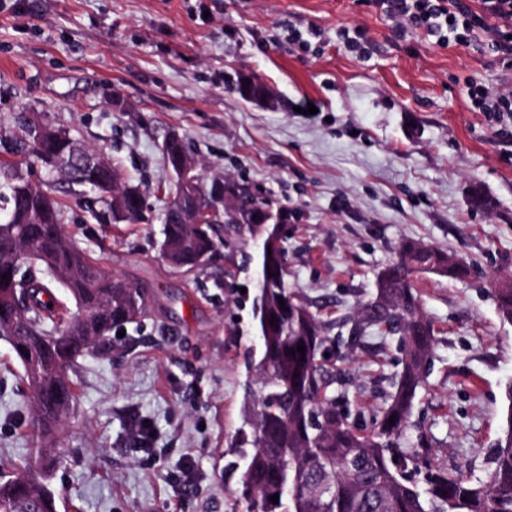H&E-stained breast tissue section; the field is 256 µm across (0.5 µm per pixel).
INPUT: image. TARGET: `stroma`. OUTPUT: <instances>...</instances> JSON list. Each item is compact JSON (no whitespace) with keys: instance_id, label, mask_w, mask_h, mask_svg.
I'll list each match as a JSON object with an SVG mask.
<instances>
[{"instance_id":"obj_1","label":"stroma","mask_w":512,"mask_h":512,"mask_svg":"<svg viewBox=\"0 0 512 512\" xmlns=\"http://www.w3.org/2000/svg\"><path fill=\"white\" fill-rule=\"evenodd\" d=\"M242 74L278 108L243 99ZM511 76L485 46L397 33L372 0H0V136L19 135L21 113L69 128L139 186L154 217L101 226L78 195L54 191L72 241L149 300L140 323L77 360V403L54 436L57 512L245 510L231 442L246 429L256 264L243 241L225 246L216 292L162 257L156 217L173 186L159 145L170 132L206 175L287 207L288 282L325 321L355 315L403 240L471 264L465 280L414 277L435 344L408 434L433 466L485 478L511 405L512 323L489 282L512 277V138L473 109L462 80L496 88ZM475 184L491 210L471 208ZM328 356L345 373L341 406L371 419L398 371L396 341L370 331ZM33 423L0 336L1 482L37 454ZM187 462L196 475L184 487L175 476Z\"/></svg>"}]
</instances>
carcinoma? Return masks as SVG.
<instances>
[{
    "instance_id": "obj_1",
    "label": "carcinoma",
    "mask_w": 512,
    "mask_h": 512,
    "mask_svg": "<svg viewBox=\"0 0 512 512\" xmlns=\"http://www.w3.org/2000/svg\"><path fill=\"white\" fill-rule=\"evenodd\" d=\"M7 151L31 157L62 181L89 194L86 208L97 224L146 223L138 186L122 182L104 154L83 145L71 131L25 118L22 134ZM188 151L183 139L162 143L165 164ZM224 202L223 230L189 224L188 214ZM0 203L10 216L0 222V293L20 289L24 315L10 301H0V336L10 339L33 395L41 448L21 473L0 484V512H56L46 486L57 459L55 429L76 401L69 372L84 351L110 339L112 331L136 323L148 311L145 289L116 282L99 287L105 272L62 230L63 211L54 194L26 180L11 162L0 160ZM471 207L489 210L492 199L479 185L471 187ZM159 249L166 261L186 274L205 272L220 255L224 236L247 235L272 241L256 261L274 271L254 302L256 347L249 368L260 394L261 409L247 420L253 448L242 474L245 512H512V386L503 435L489 460L485 479L459 471L420 465L418 452L404 446L416 398L434 347V330L423 314L413 284L416 273L450 279L470 275L456 254L405 240L397 260L378 279L385 297L363 304L348 330L347 344L361 342L366 330L397 337L401 369L393 391L371 424L362 425L330 394L332 371L325 348L330 327L288 283V247L278 224L288 210L248 186L224 175L207 178L194 172L190 185H174L172 203L162 213ZM23 265L38 267L49 281L21 275ZM7 278H1V275ZM67 290L75 311L58 313L53 284ZM500 317L512 323V285L492 283ZM275 324H270V321ZM305 352L297 351V346ZM279 495L278 503L270 497Z\"/></svg>"
}]
</instances>
